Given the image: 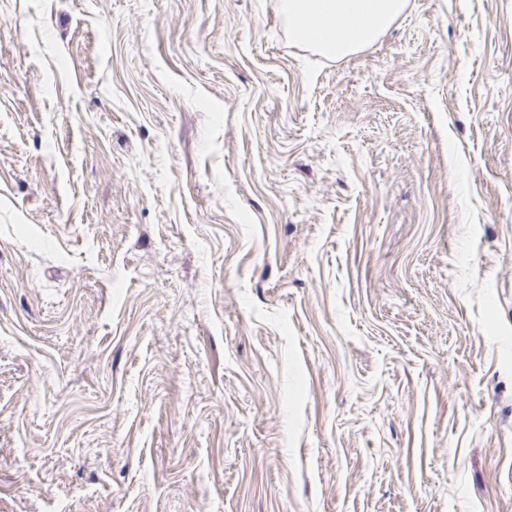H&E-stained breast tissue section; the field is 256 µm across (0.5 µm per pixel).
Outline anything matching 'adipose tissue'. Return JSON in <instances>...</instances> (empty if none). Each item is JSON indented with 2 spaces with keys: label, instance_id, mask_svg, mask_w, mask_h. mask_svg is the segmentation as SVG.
Masks as SVG:
<instances>
[{
  "label": "adipose tissue",
  "instance_id": "1",
  "mask_svg": "<svg viewBox=\"0 0 512 512\" xmlns=\"http://www.w3.org/2000/svg\"><path fill=\"white\" fill-rule=\"evenodd\" d=\"M405 8L406 0H279L289 35L334 58L373 43Z\"/></svg>",
  "mask_w": 512,
  "mask_h": 512
}]
</instances>
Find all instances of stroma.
<instances>
[{
  "instance_id": "stroma-1",
  "label": "stroma",
  "mask_w": 512,
  "mask_h": 512,
  "mask_svg": "<svg viewBox=\"0 0 512 512\" xmlns=\"http://www.w3.org/2000/svg\"><path fill=\"white\" fill-rule=\"evenodd\" d=\"M0 512H512V0H0ZM405 0H280L288 34L327 57L373 43L402 15Z\"/></svg>"
}]
</instances>
